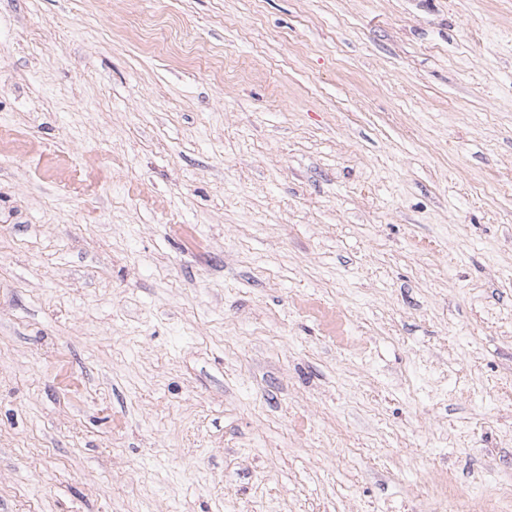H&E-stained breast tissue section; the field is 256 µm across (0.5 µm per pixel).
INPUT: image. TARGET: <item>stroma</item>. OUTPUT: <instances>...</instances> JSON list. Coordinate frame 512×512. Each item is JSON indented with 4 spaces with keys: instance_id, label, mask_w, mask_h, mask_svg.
<instances>
[{
    "instance_id": "obj_1",
    "label": "stroma",
    "mask_w": 512,
    "mask_h": 512,
    "mask_svg": "<svg viewBox=\"0 0 512 512\" xmlns=\"http://www.w3.org/2000/svg\"><path fill=\"white\" fill-rule=\"evenodd\" d=\"M0 512H512V0H0Z\"/></svg>"
}]
</instances>
